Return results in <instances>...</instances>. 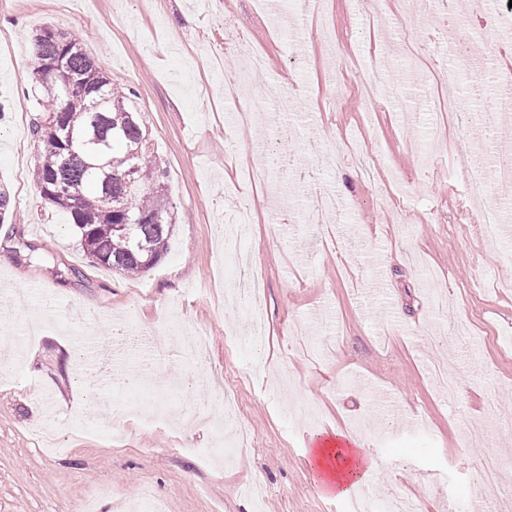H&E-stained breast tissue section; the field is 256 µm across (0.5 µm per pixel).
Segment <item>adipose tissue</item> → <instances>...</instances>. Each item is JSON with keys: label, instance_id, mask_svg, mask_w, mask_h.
Segmentation results:
<instances>
[{"label": "adipose tissue", "instance_id": "ef3b65f1", "mask_svg": "<svg viewBox=\"0 0 512 512\" xmlns=\"http://www.w3.org/2000/svg\"><path fill=\"white\" fill-rule=\"evenodd\" d=\"M308 460L320 485L339 496L354 494L369 477L370 465L361 438L340 426L315 435Z\"/></svg>", "mask_w": 512, "mask_h": 512}]
</instances>
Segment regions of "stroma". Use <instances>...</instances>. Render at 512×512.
Returning <instances> with one entry per match:
<instances>
[{
    "label": "stroma",
    "instance_id": "1",
    "mask_svg": "<svg viewBox=\"0 0 512 512\" xmlns=\"http://www.w3.org/2000/svg\"><path fill=\"white\" fill-rule=\"evenodd\" d=\"M300 0H0V181L14 198L0 224V512H131L143 489L166 512H340L343 501L322 494L307 462L306 432L291 409L319 408L318 428L351 427L375 416L387 439H366L372 461L368 491L377 501L413 497L422 512H448L450 496L472 507L487 503L512 512V288L474 281L512 265V239L490 238L465 200L460 153L485 160L482 108L467 127L435 126L428 107L455 103L466 77L415 65L390 54L391 95L365 113L360 88L369 57L385 55L350 0H326L309 27L331 30L330 42L301 29H277L272 14L294 16ZM381 15L402 18L416 45L444 42L461 29L492 40L471 6L449 22L440 0H383ZM245 29L251 49L266 58L251 77L253 94L269 85L293 90L299 121L280 113L260 127L262 140L301 158L302 168L268 172L247 137L227 123L237 107L220 93L226 26ZM51 26L75 34L106 74L133 88L155 152L164 160L176 224L165 257L149 272L128 277L98 265L80 249L67 215L44 204L32 178L35 147L21 120L31 86V42ZM306 38L303 65L289 43ZM222 53V52H221ZM291 139L277 141L282 125ZM322 154H308V137ZM439 141L438 152L421 147ZM377 156L372 179L337 153L352 143ZM305 175L324 192L347 200L346 223L299 224L303 205H272L276 186ZM250 198L243 240L265 276L258 314L264 345L235 350L228 336L245 329L250 311L205 285L216 263L223 218ZM164 305L179 334L167 351L143 345L144 321ZM205 333L208 349L190 346ZM450 361L462 388L441 390L426 366ZM237 385L235 417L259 443L234 466L183 452L219 445L224 414L213 396ZM185 424L146 425L127 407L142 392ZM54 427L62 449L46 455L35 431ZM502 450L498 484L477 468L484 447ZM453 493H446L445 484Z\"/></svg>",
    "mask_w": 512,
    "mask_h": 512
}]
</instances>
